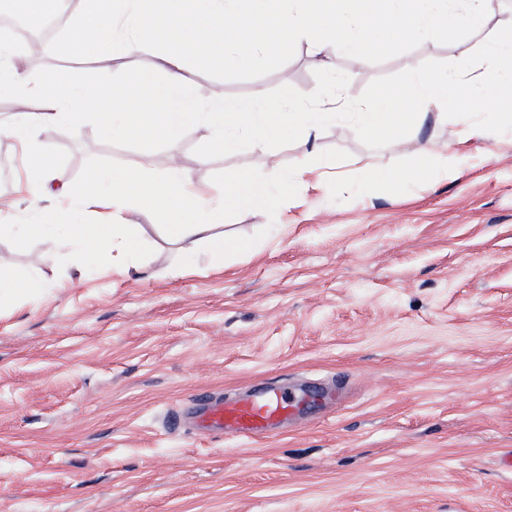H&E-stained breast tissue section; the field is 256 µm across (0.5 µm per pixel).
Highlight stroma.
<instances>
[{
  "label": "stroma",
  "mask_w": 512,
  "mask_h": 512,
  "mask_svg": "<svg viewBox=\"0 0 512 512\" xmlns=\"http://www.w3.org/2000/svg\"><path fill=\"white\" fill-rule=\"evenodd\" d=\"M512 22L499 0L479 32H440L328 69L305 43L288 55L192 74L200 97L289 82L355 102L408 91L416 74L480 86L489 44ZM152 46L86 60L70 51L28 63L31 77L73 69L135 88L158 72ZM401 145L357 132L347 111L310 136L214 148L203 125L173 143L151 133L108 140L49 127L38 143L82 190L100 168L150 157L220 199L241 171L277 205L231 210L223 262L165 236V216L133 215L135 256L107 251L72 265L55 204L20 202L15 224L53 230L0 242V277L39 273L50 296L0 294V512H512V97L480 109L485 139L457 145L471 99ZM279 172H272L271 161ZM335 177L282 199L298 163ZM404 168L400 187L376 169ZM276 381L342 389L338 400L268 436L203 434L166 423L203 394L233 397Z\"/></svg>",
  "instance_id": "35a3bbf8"
}]
</instances>
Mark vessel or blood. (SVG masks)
Listing matches in <instances>:
<instances>
[{
	"label": "vessel or blood",
	"mask_w": 512,
	"mask_h": 512,
	"mask_svg": "<svg viewBox=\"0 0 512 512\" xmlns=\"http://www.w3.org/2000/svg\"><path fill=\"white\" fill-rule=\"evenodd\" d=\"M199 424L213 432L232 433L242 437L270 433L299 401L291 393L276 386H265L250 397L224 400L204 395L198 399Z\"/></svg>",
	"instance_id": "obj_1"
}]
</instances>
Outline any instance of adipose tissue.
<instances>
[{"label":"adipose tissue","mask_w":512,"mask_h":512,"mask_svg":"<svg viewBox=\"0 0 512 512\" xmlns=\"http://www.w3.org/2000/svg\"><path fill=\"white\" fill-rule=\"evenodd\" d=\"M486 14L487 0H299L294 8L287 0H81L72 24L80 56L128 55L147 40L159 52L164 80L146 72L140 75L137 89L120 91L107 82L81 86L67 69L35 79L13 66L11 52L1 47L0 93L10 94L19 108L8 124L0 125V135L28 143L26 194L65 199L70 195L68 184L57 178L35 142L42 128L63 126L76 134L92 119L108 138L138 137L149 127L173 141L187 126L204 124L211 129L217 149L232 150L243 136L261 149L267 141L316 130L322 107L301 105L299 92L288 84L273 100L259 94L248 99L220 93L197 98L189 92L192 72L243 66L262 51L279 57L301 41L331 63L346 54L364 61L389 44L414 42L462 25L482 28ZM36 98L43 105L34 110L30 102ZM107 100L111 111H96V104ZM455 103L447 82L427 76L412 99L386 95L360 108L359 131L392 137L403 129H419L427 121L446 118ZM84 195L103 211L94 222L86 221L82 212L70 214V238L81 261L106 246L134 254L138 242L129 234L125 219L146 208L168 214L169 239L188 249L206 244L219 261L224 257V237L216 228L227 207L273 203L263 181L249 173L226 185L223 199L215 203L180 169L160 177L146 162L131 169L96 170Z\"/></svg>","instance_id":"1"}]
</instances>
